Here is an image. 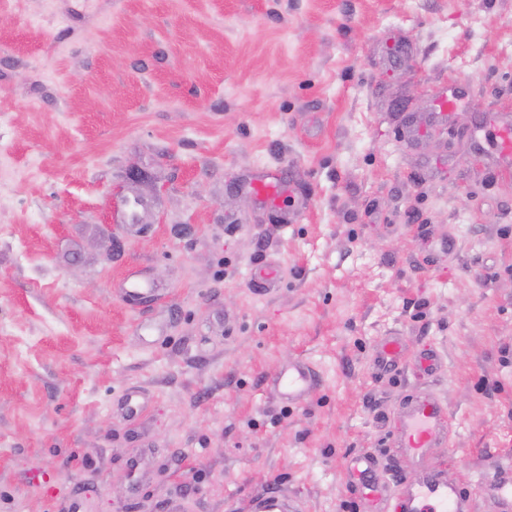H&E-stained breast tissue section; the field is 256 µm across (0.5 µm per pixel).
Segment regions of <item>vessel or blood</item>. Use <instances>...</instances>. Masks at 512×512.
<instances>
[{
	"instance_id": "b4317fda",
	"label": "vessel or blood",
	"mask_w": 512,
	"mask_h": 512,
	"mask_svg": "<svg viewBox=\"0 0 512 512\" xmlns=\"http://www.w3.org/2000/svg\"><path fill=\"white\" fill-rule=\"evenodd\" d=\"M402 342L391 336L376 350L378 372L401 370ZM319 375L307 361L288 364L269 382V389L282 401L297 404L318 384ZM448 440V416L441 403L431 396L409 397L392 433L397 458L407 459L408 468H395L392 478H379L380 462L372 455L350 460V470L358 490L385 504L388 512H467L469 496L448 481L432 451ZM246 512H305L303 502L283 490H272L252 497Z\"/></svg>"
}]
</instances>
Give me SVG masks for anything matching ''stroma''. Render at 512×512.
<instances>
[{
	"mask_svg": "<svg viewBox=\"0 0 512 512\" xmlns=\"http://www.w3.org/2000/svg\"><path fill=\"white\" fill-rule=\"evenodd\" d=\"M505 123L512 0H0V512H370L347 463L391 467L410 394L501 512L476 486L512 479ZM386 336L441 373H378ZM299 358L321 382L289 408L268 381ZM303 502L293 494L283 490H271L250 498L246 512H305Z\"/></svg>",
	"mask_w": 512,
	"mask_h": 512,
	"instance_id": "1",
	"label": "stroma"
}]
</instances>
